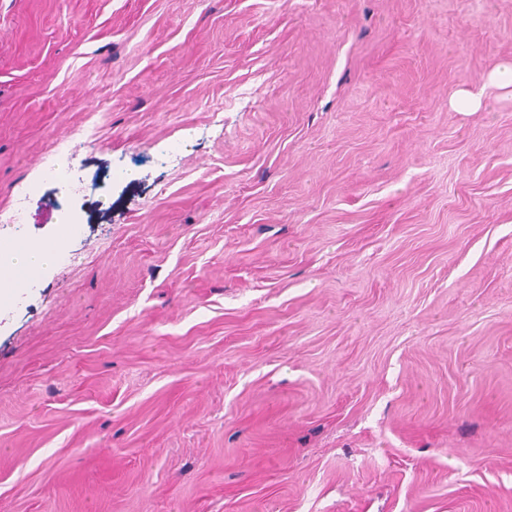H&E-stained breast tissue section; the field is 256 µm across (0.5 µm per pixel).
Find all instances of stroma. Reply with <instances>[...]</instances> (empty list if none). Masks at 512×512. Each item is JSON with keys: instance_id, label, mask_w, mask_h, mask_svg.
Returning a JSON list of instances; mask_svg holds the SVG:
<instances>
[{"instance_id": "stroma-1", "label": "stroma", "mask_w": 512, "mask_h": 512, "mask_svg": "<svg viewBox=\"0 0 512 512\" xmlns=\"http://www.w3.org/2000/svg\"><path fill=\"white\" fill-rule=\"evenodd\" d=\"M510 65L512 0H0V512H512Z\"/></svg>"}]
</instances>
